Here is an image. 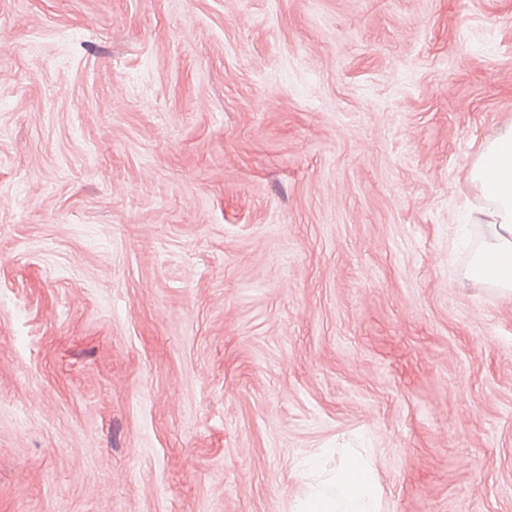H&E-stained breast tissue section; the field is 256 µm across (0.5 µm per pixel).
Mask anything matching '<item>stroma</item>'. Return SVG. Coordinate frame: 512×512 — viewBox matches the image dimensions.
Instances as JSON below:
<instances>
[{
    "label": "stroma",
    "mask_w": 512,
    "mask_h": 512,
    "mask_svg": "<svg viewBox=\"0 0 512 512\" xmlns=\"http://www.w3.org/2000/svg\"><path fill=\"white\" fill-rule=\"evenodd\" d=\"M511 123L512 0H0V512H512ZM474 192L467 199L472 224H482L485 241L475 263L478 279L512 292V124L481 147L469 170ZM326 476L321 483L306 481L303 496L291 512H380L381 490L374 473L368 448H345L334 472H313ZM336 488L327 495L321 484Z\"/></svg>",
    "instance_id": "obj_1"
}]
</instances>
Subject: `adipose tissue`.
<instances>
[{
  "instance_id": "1",
  "label": "adipose tissue",
  "mask_w": 512,
  "mask_h": 512,
  "mask_svg": "<svg viewBox=\"0 0 512 512\" xmlns=\"http://www.w3.org/2000/svg\"><path fill=\"white\" fill-rule=\"evenodd\" d=\"M470 220L485 241L475 263L478 279L512 292V124L481 147L469 170ZM291 512H381V490L365 448H347L323 483L306 482Z\"/></svg>"
}]
</instances>
